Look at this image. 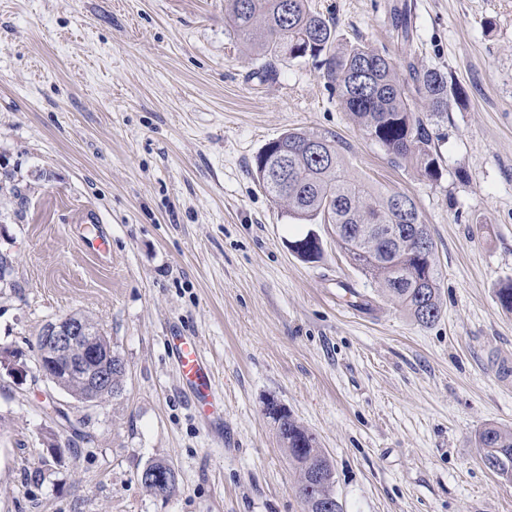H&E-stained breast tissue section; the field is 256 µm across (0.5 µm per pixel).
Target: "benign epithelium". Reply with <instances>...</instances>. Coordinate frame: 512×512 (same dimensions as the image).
I'll use <instances>...</instances> for the list:
<instances>
[{
  "instance_id": "benign-epithelium-1",
  "label": "benign epithelium",
  "mask_w": 512,
  "mask_h": 512,
  "mask_svg": "<svg viewBox=\"0 0 512 512\" xmlns=\"http://www.w3.org/2000/svg\"><path fill=\"white\" fill-rule=\"evenodd\" d=\"M40 341L41 354L56 366L44 369V378L57 387L65 378L76 379L84 387V402L103 401L111 388L112 345L101 329H91L80 316L70 314L47 323Z\"/></svg>"
}]
</instances>
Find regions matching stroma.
<instances>
[{
  "label": "stroma",
  "mask_w": 512,
  "mask_h": 512,
  "mask_svg": "<svg viewBox=\"0 0 512 512\" xmlns=\"http://www.w3.org/2000/svg\"><path fill=\"white\" fill-rule=\"evenodd\" d=\"M336 45L397 53L399 0H311ZM411 58L464 95L432 126L441 174L392 166L313 61L262 58L227 0H0V512H306L267 400L313 433L343 512H512L475 437L512 428V0H410ZM293 129L329 132L349 177L410 195L435 242L442 312L418 324L328 225L294 224L252 173ZM314 232L300 260L289 241ZM353 288L371 309L347 305ZM93 319L126 365L83 404L36 369L42 327ZM196 337L216 384L202 416L167 345ZM64 409L88 435L45 413ZM176 473L167 500L137 480ZM292 250L303 260L318 259L321 254L319 239L313 232H307L304 237L290 244ZM137 479L155 497L166 493L164 498H169L177 488L174 470L162 460H153L147 463L137 474Z\"/></svg>",
  "instance_id": "obj_1"
}]
</instances>
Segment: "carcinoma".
<instances>
[{"instance_id": "1", "label": "carcinoma", "mask_w": 512, "mask_h": 512, "mask_svg": "<svg viewBox=\"0 0 512 512\" xmlns=\"http://www.w3.org/2000/svg\"><path fill=\"white\" fill-rule=\"evenodd\" d=\"M225 19L267 59L266 73L278 61L321 60L324 76L336 90L341 108L369 139L377 142L395 164H410L424 175L439 174L430 126L448 116L462 90L448 75L407 64L408 75L386 52L364 45L335 46L333 23L314 11L309 0H228ZM397 36L410 39V9L395 8ZM335 137L314 131H288L268 143L254 160L259 185L285 216L299 224H328L336 244L350 263L370 278L384 296L407 311L416 322L431 324L441 313L440 276L434 261L435 245L428 226L409 195L384 192L358 179L346 177ZM429 240L419 249L415 230ZM303 260L319 258L317 236L309 231L291 242ZM125 364L112 353V395L123 390ZM288 458L300 473L297 493L308 512H321L333 500L334 512L342 505L334 494L332 466L311 432L285 412L274 418ZM481 460L501 462L493 473L512 479V429L485 426L476 436ZM323 469L330 476L317 484L312 473ZM152 495L172 496L176 475L162 460L147 463L137 474Z\"/></svg>"}]
</instances>
